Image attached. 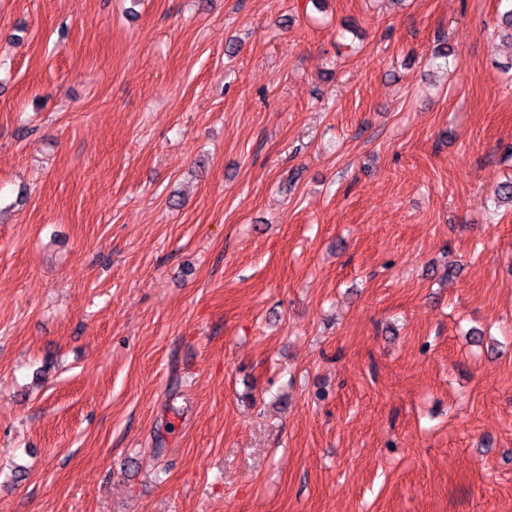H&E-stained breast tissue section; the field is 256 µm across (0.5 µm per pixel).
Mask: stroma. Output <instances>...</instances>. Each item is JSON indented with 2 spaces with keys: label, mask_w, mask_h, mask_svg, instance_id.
<instances>
[{
  "label": "stroma",
  "mask_w": 512,
  "mask_h": 512,
  "mask_svg": "<svg viewBox=\"0 0 512 512\" xmlns=\"http://www.w3.org/2000/svg\"><path fill=\"white\" fill-rule=\"evenodd\" d=\"M502 9L0 0V512H512Z\"/></svg>",
  "instance_id": "35a3bbf8"
}]
</instances>
